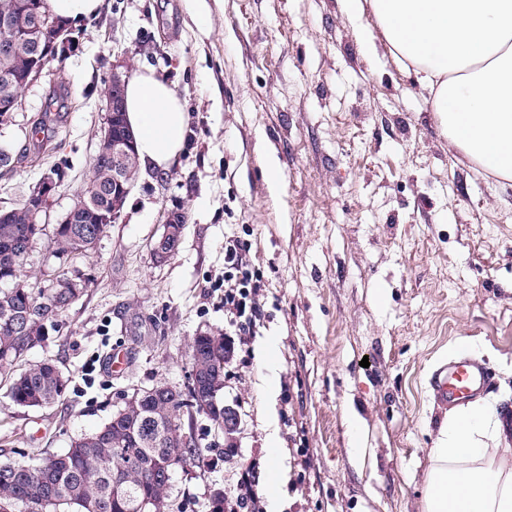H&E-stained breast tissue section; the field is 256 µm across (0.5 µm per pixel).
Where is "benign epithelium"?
<instances>
[{"label": "benign epithelium", "mask_w": 512, "mask_h": 512, "mask_svg": "<svg viewBox=\"0 0 512 512\" xmlns=\"http://www.w3.org/2000/svg\"><path fill=\"white\" fill-rule=\"evenodd\" d=\"M43 2L37 0L32 6L31 23L9 11L0 14V61L9 68L20 45L29 52L31 65L26 69L25 81L11 96L0 97V123L12 121L19 111L22 93L45 74L47 64L63 60L80 39V32L68 26L49 12L41 11ZM126 79L114 72L107 80L108 93L105 95L106 119L100 129L99 149L94 164L106 165L112 169V183L99 184L96 196L104 199L99 205L90 198L81 197L60 219V224H116L120 220L124 203L130 194L139 172V162L128 130H116L117 118L124 112V87ZM61 185V178L54 169L40 179L32 189L23 207L28 211L30 223H42V217L49 213L52 198ZM181 216L167 217L164 231L152 247V255L158 263H164L177 251L181 241ZM224 418L221 424H212L214 431L224 435L231 443L240 427V413L237 407L224 404Z\"/></svg>", "instance_id": "benign-epithelium-1"}]
</instances>
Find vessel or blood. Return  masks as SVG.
Returning <instances> with one entry per match:
<instances>
[{"label": "vessel or blood", "instance_id": "vessel-or-blood-1", "mask_svg": "<svg viewBox=\"0 0 512 512\" xmlns=\"http://www.w3.org/2000/svg\"><path fill=\"white\" fill-rule=\"evenodd\" d=\"M490 385L489 369L466 353L441 365L432 379L435 397L449 408L485 394Z\"/></svg>", "mask_w": 512, "mask_h": 512}]
</instances>
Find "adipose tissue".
Returning <instances> with one entry per match:
<instances>
[{
  "label": "adipose tissue",
  "mask_w": 512,
  "mask_h": 512,
  "mask_svg": "<svg viewBox=\"0 0 512 512\" xmlns=\"http://www.w3.org/2000/svg\"><path fill=\"white\" fill-rule=\"evenodd\" d=\"M371 13L395 60L432 95L448 137L472 162L512 179V0H344ZM125 112L142 165L168 170L182 152L188 117L169 86L142 74L125 86ZM481 402L441 424L427 483V512H512V469L493 466L483 439L499 424Z\"/></svg>",
  "instance_id": "1"
}]
</instances>
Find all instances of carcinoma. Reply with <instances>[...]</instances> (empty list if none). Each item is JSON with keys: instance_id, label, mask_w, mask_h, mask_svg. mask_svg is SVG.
I'll return each instance as SVG.
<instances>
[{"instance_id": "carcinoma-1", "label": "carcinoma", "mask_w": 512, "mask_h": 512, "mask_svg": "<svg viewBox=\"0 0 512 512\" xmlns=\"http://www.w3.org/2000/svg\"><path fill=\"white\" fill-rule=\"evenodd\" d=\"M101 224H55L51 241L59 258L92 250ZM44 229L29 223L20 209L0 219V366L11 365L48 340L40 317L68 309L85 285L73 284L68 270L55 271L49 288H34L21 276L25 257ZM191 361L195 406L220 411L213 393L224 385V335L207 332L193 338ZM69 376L44 360L15 376L7 396L17 406L41 408L64 395ZM188 406L182 395L158 388L132 410L122 409L68 450L39 462L0 461V512H151L169 495L172 474L181 464L204 460L202 449L185 445L176 412Z\"/></svg>"}]
</instances>
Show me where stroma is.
Wrapping results in <instances>:
<instances>
[{
	"mask_svg": "<svg viewBox=\"0 0 512 512\" xmlns=\"http://www.w3.org/2000/svg\"><path fill=\"white\" fill-rule=\"evenodd\" d=\"M79 29L0 125V148L17 153L49 86L66 84L65 132L48 156L0 178V206L22 204L54 168L51 219L74 205L115 70L170 85L188 115L186 147L168 171L141 168L120 222L69 264L87 288L29 356L66 372L64 398L17 406L6 384L20 367L0 369V459L68 448L132 389L186 390L193 336L228 329L234 235L265 282L261 320L235 337L218 395L238 406L240 431L226 447L193 415L205 459L174 473L170 512H208L210 492L234 498L245 474L263 512H426L447 416L429 380L459 342L494 370L486 403L512 411V181L449 143L371 14L351 18L340 0H104ZM171 212L185 228L158 264L151 246ZM113 354L122 365L111 372ZM274 448L282 485L271 501Z\"/></svg>",
	"mask_w": 512,
	"mask_h": 512,
	"instance_id": "stroma-1",
	"label": "stroma"
}]
</instances>
